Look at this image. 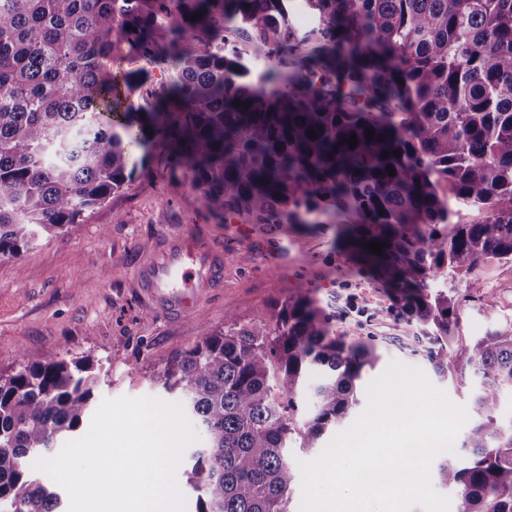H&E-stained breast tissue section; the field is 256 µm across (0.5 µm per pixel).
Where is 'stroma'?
<instances>
[{
	"instance_id": "obj_1",
	"label": "stroma",
	"mask_w": 512,
	"mask_h": 512,
	"mask_svg": "<svg viewBox=\"0 0 512 512\" xmlns=\"http://www.w3.org/2000/svg\"><path fill=\"white\" fill-rule=\"evenodd\" d=\"M135 159L132 178L81 223L0 258V372L50 356L87 357L99 376L96 400H160L155 374L199 343L203 327L222 329L225 308L241 323L270 321L300 291L327 305L355 290L379 338L375 374L394 360L419 367L454 405L470 408L468 390L435 374L416 328L388 313L381 286L355 271L331 227L222 222L200 207L190 174L172 168L164 148L138 149ZM179 234L223 250L224 277L194 315L172 319L143 307L134 273L159 238ZM460 288L470 297L460 311L464 335L512 316V269L489 267Z\"/></svg>"
}]
</instances>
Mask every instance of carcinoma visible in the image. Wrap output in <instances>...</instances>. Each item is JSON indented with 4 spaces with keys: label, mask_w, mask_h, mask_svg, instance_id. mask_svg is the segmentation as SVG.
<instances>
[{
    "label": "carcinoma",
    "mask_w": 512,
    "mask_h": 512,
    "mask_svg": "<svg viewBox=\"0 0 512 512\" xmlns=\"http://www.w3.org/2000/svg\"><path fill=\"white\" fill-rule=\"evenodd\" d=\"M300 6L314 16L305 28L290 22L293 0H0V257L104 205L133 149L153 143L191 172L210 214L332 224L389 312L418 328L435 373L478 378L465 456L430 479L457 491L459 512H512V317L462 336L469 297L455 288L512 267V0ZM255 57L267 60L257 75ZM123 59L137 67L107 70ZM154 69L166 78L147 94ZM373 240L384 255L366 250ZM347 315L307 295L273 325L228 308L224 329L202 326L158 373L205 435L180 463L195 512H290V444L312 448L341 425L379 359L367 322L336 332ZM96 383L86 357L0 374V512H62L28 463L87 422Z\"/></svg>",
    "instance_id": "carcinoma-1"
}]
</instances>
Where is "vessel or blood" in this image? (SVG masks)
Here are the masks:
<instances>
[{
  "label": "vessel or blood",
  "instance_id": "1",
  "mask_svg": "<svg viewBox=\"0 0 512 512\" xmlns=\"http://www.w3.org/2000/svg\"><path fill=\"white\" fill-rule=\"evenodd\" d=\"M223 264L220 250L184 236L165 238L136 270L140 294L155 310L188 316L200 295L219 287Z\"/></svg>",
  "mask_w": 512,
  "mask_h": 512
}]
</instances>
